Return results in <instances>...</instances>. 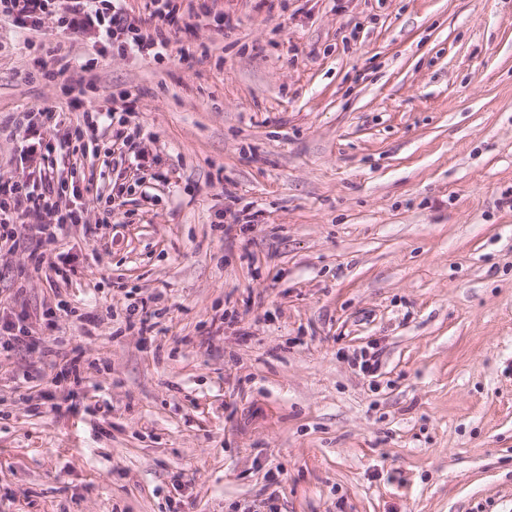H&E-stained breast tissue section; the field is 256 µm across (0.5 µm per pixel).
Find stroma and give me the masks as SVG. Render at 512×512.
I'll list each match as a JSON object with an SVG mask.
<instances>
[{
  "mask_svg": "<svg viewBox=\"0 0 512 512\" xmlns=\"http://www.w3.org/2000/svg\"><path fill=\"white\" fill-rule=\"evenodd\" d=\"M172 3L159 58L0 15V182L46 110L150 161L49 157L79 276L0 255L56 339L0 354V512H512V0Z\"/></svg>",
  "mask_w": 512,
  "mask_h": 512,
  "instance_id": "1",
  "label": "stroma"
}]
</instances>
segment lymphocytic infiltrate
I'll list each match as a JSON object with an SVG mask.
<instances>
[{
  "label": "lymphocytic infiltrate",
  "instance_id": "1",
  "mask_svg": "<svg viewBox=\"0 0 512 512\" xmlns=\"http://www.w3.org/2000/svg\"><path fill=\"white\" fill-rule=\"evenodd\" d=\"M147 5L155 21L153 29L147 31L128 20L123 0H0V13L11 16L17 28L36 32L43 19L57 10L64 30L80 35L96 32L99 41L111 42L119 54L128 55L164 48L170 42L169 28L177 19L167 0H147ZM104 119L101 112L84 117L81 124L68 126L62 137L43 149L27 146L32 166L17 180L0 183V252H13L24 236L38 247L32 255L35 265L56 267L58 276L65 279L76 274V266L68 252L60 250L59 243L64 227L81 223L82 215L76 208L63 209L65 183L48 174L44 159L37 153L76 152L78 142L102 128L113 147L131 151L135 161H142V153L136 150L139 127L129 126L123 118L114 126L105 124Z\"/></svg>",
  "mask_w": 512,
  "mask_h": 512
}]
</instances>
